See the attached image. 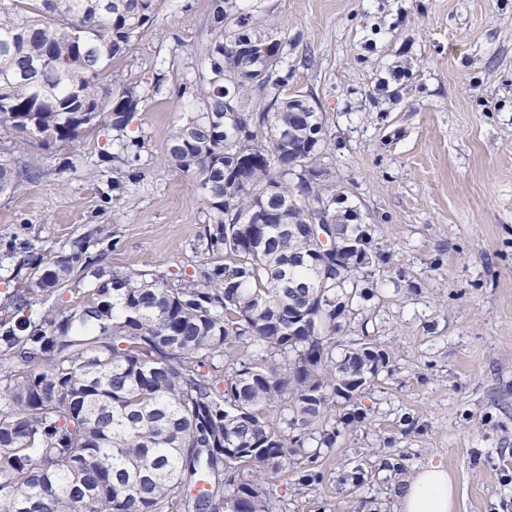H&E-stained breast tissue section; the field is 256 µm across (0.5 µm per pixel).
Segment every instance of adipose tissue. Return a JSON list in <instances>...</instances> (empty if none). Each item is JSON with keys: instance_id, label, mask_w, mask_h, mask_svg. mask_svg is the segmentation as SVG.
I'll return each mask as SVG.
<instances>
[{"instance_id": "obj_1", "label": "adipose tissue", "mask_w": 512, "mask_h": 512, "mask_svg": "<svg viewBox=\"0 0 512 512\" xmlns=\"http://www.w3.org/2000/svg\"><path fill=\"white\" fill-rule=\"evenodd\" d=\"M401 512H453L455 491L442 464L431 463L404 481Z\"/></svg>"}]
</instances>
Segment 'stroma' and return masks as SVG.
I'll use <instances>...</instances> for the list:
<instances>
[{"mask_svg":"<svg viewBox=\"0 0 512 512\" xmlns=\"http://www.w3.org/2000/svg\"><path fill=\"white\" fill-rule=\"evenodd\" d=\"M263 6L297 40L288 89L322 112V161L371 237L375 295L347 334L389 358L361 400V426L317 461L294 457L274 492L287 512H401L404 479L434 461L454 482L455 512H512V0ZM210 9L162 0L122 63L144 99L125 132L136 160L107 126L63 150L0 141L1 156L36 173L0 195V305L33 264L78 241L85 265L30 302L32 322L53 305L88 303L116 271L171 284L199 274L207 205L165 154L192 102L184 83L202 72ZM309 470L319 482L299 483Z\"/></svg>","mask_w":512,"mask_h":512,"instance_id":"35a3bbf8","label":"stroma"}]
</instances>
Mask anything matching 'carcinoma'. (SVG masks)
<instances>
[{"label": "carcinoma", "mask_w": 512, "mask_h": 512, "mask_svg": "<svg viewBox=\"0 0 512 512\" xmlns=\"http://www.w3.org/2000/svg\"><path fill=\"white\" fill-rule=\"evenodd\" d=\"M159 5L0 0V134L63 149L108 125L122 139L141 97L119 63ZM209 31L206 85L168 156L206 199L210 261L171 286L114 272L80 309L16 318L69 280L77 243L0 306V512H283L270 486L292 459L365 419L369 343L338 347L373 297L365 267L288 287L313 275L311 225H342L358 255L369 245L357 211L336 210L322 115L288 94L292 41L262 0H212ZM30 179L0 159V194Z\"/></svg>", "instance_id": "cac0c4a2"}]
</instances>
